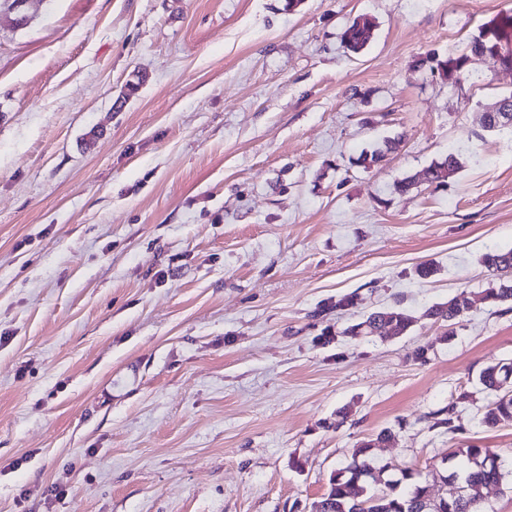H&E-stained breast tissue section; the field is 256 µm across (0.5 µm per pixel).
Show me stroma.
Segmentation results:
<instances>
[{"instance_id": "35a3bbf8", "label": "stroma", "mask_w": 512, "mask_h": 512, "mask_svg": "<svg viewBox=\"0 0 512 512\" xmlns=\"http://www.w3.org/2000/svg\"><path fill=\"white\" fill-rule=\"evenodd\" d=\"M509 9L29 0L20 26L0 0V512H314L370 440L375 492L409 470L436 498L445 457L489 449L482 508L512 512L478 383L512 363L482 263L512 249V127L482 126L512 71L418 64ZM451 152L447 186L396 192ZM462 291L450 337L425 311ZM395 303L407 333L351 335ZM372 25L365 21L360 23L354 18L340 35L341 46L347 53L359 54L369 44L372 37Z\"/></svg>"}]
</instances>
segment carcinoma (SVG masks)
Wrapping results in <instances>:
<instances>
[{"label":"carcinoma","mask_w":512,"mask_h":512,"mask_svg":"<svg viewBox=\"0 0 512 512\" xmlns=\"http://www.w3.org/2000/svg\"><path fill=\"white\" fill-rule=\"evenodd\" d=\"M495 18L501 20V27L491 28L483 24L479 34L473 37L463 50L445 57L434 54L426 56L439 70V76L446 80L461 74L471 75L469 59L486 51H493L502 45V41L512 38V11L500 12ZM372 25L352 20L340 35L341 46L346 52L361 53L372 37ZM500 109L484 113V125L497 129L512 125V95L498 100ZM399 141L388 140L385 148L364 152L360 163L371 167L383 160L385 153L398 148ZM461 169L460 158L450 153L442 161H435L421 173V180L438 187L445 186ZM484 264L499 273L491 287L485 290L483 300L494 305L512 304V250L494 251L485 254ZM472 308L468 293L462 291L427 310L426 316L448 327L447 334L453 335V327L458 320L466 316ZM413 323L412 317L399 305L387 306L369 313L363 321L355 325L354 335L381 336L389 328L404 333ZM512 379V364L490 366L482 371L479 382L483 389L494 395V399L485 407L481 423L487 428L512 423V388H508ZM371 443L366 442L353 454L351 461L334 475L329 488L315 505V512H482L481 489L497 485L503 478L501 463L490 459L491 452L486 448H461L452 454L460 459L462 471L452 470L440 475L448 484V494L434 499L429 485L416 479L411 472L402 474V478L388 483V491L383 494H370L358 498L355 488L359 482L375 480L376 467L370 456Z\"/></svg>","instance_id":"carcinoma-1"}]
</instances>
